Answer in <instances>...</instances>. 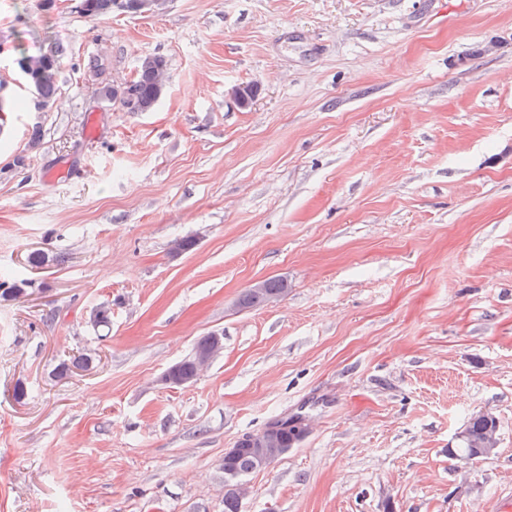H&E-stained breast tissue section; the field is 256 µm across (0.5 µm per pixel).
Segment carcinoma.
<instances>
[{
	"label": "carcinoma",
	"instance_id": "carcinoma-1",
	"mask_svg": "<svg viewBox=\"0 0 512 512\" xmlns=\"http://www.w3.org/2000/svg\"><path fill=\"white\" fill-rule=\"evenodd\" d=\"M115 8L116 0H79L80 12L96 20L112 15ZM42 58H44L42 54L23 56L19 60V67L23 69L28 85L38 88L43 106L48 107L56 101L58 70L41 68ZM162 61L164 58L159 56L143 58L128 86L129 97L150 111L155 108L164 95V91L159 89L156 79V66ZM287 293V281L270 278L266 280V288L260 292L245 291L239 302L243 308L260 307L266 305L270 297L281 298ZM88 324L99 337L103 336V333L109 332L112 326V304L105 303L93 308L88 316ZM222 347V337L215 334L198 339L193 351L174 364V372L169 384L179 386L195 380L200 372V368L197 366L196 350L205 348L217 354ZM94 362L95 358L92 353H80L61 360L53 369L52 375L57 380H64L72 376L73 368L81 366L87 370ZM493 432H499L498 420L495 416L478 412L472 414L463 425L462 433L455 436V445L448 449V455L465 463L480 459L475 448L478 447L480 440ZM302 439L303 435L288 427L265 435L260 442L238 440L234 450L224 456L222 463L224 482L230 486V489L226 490L224 494V512H239L240 491L232 488V485L240 482L244 476L265 468L275 459L288 453Z\"/></svg>",
	"mask_w": 512,
	"mask_h": 512
}]
</instances>
